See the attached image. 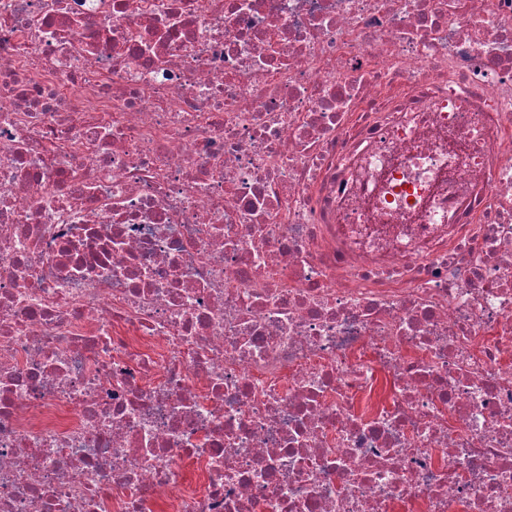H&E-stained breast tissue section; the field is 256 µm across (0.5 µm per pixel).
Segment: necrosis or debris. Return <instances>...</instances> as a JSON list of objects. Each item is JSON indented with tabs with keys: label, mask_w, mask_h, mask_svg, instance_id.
<instances>
[{
	"label": "necrosis or debris",
	"mask_w": 512,
	"mask_h": 512,
	"mask_svg": "<svg viewBox=\"0 0 512 512\" xmlns=\"http://www.w3.org/2000/svg\"><path fill=\"white\" fill-rule=\"evenodd\" d=\"M0 512H512V0H0Z\"/></svg>",
	"instance_id": "obj_1"
}]
</instances>
